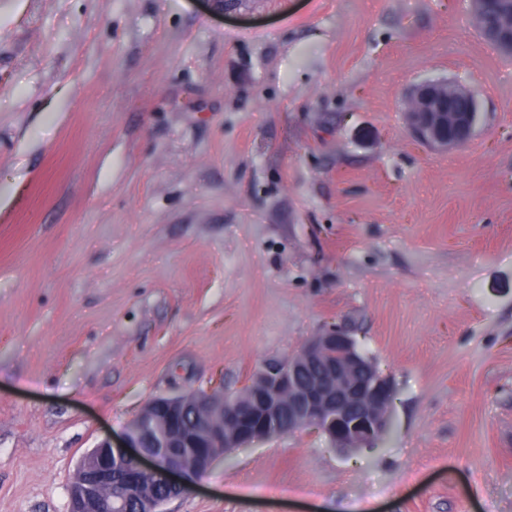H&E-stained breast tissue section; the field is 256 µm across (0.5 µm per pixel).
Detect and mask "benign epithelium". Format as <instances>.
Listing matches in <instances>:
<instances>
[{
  "label": "benign epithelium",
  "instance_id": "1",
  "mask_svg": "<svg viewBox=\"0 0 512 512\" xmlns=\"http://www.w3.org/2000/svg\"><path fill=\"white\" fill-rule=\"evenodd\" d=\"M474 22L492 24L497 49L512 55V0H475ZM478 94L448 79L422 82L404 98L408 130L438 152L468 145L478 116ZM394 387L354 336L342 326L307 340L285 360L264 363L240 391L224 401L222 391L157 396L140 411L125 442L106 438L86 452L69 485L68 512H127V498L137 512H162V505L188 490L215 460L273 435L280 413L288 411V431L315 427L339 449L370 445L390 424ZM198 423L185 434L187 413ZM191 453L200 473L184 464ZM120 471L124 498H112V475ZM164 490L158 496L153 483Z\"/></svg>",
  "mask_w": 512,
  "mask_h": 512
}]
</instances>
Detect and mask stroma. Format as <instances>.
<instances>
[{"label": "stroma", "mask_w": 512, "mask_h": 512, "mask_svg": "<svg viewBox=\"0 0 512 512\" xmlns=\"http://www.w3.org/2000/svg\"><path fill=\"white\" fill-rule=\"evenodd\" d=\"M443 78L479 95L442 153L403 99ZM336 325L388 434L229 451L164 512H512V58L470 0H0V512Z\"/></svg>", "instance_id": "1"}]
</instances>
